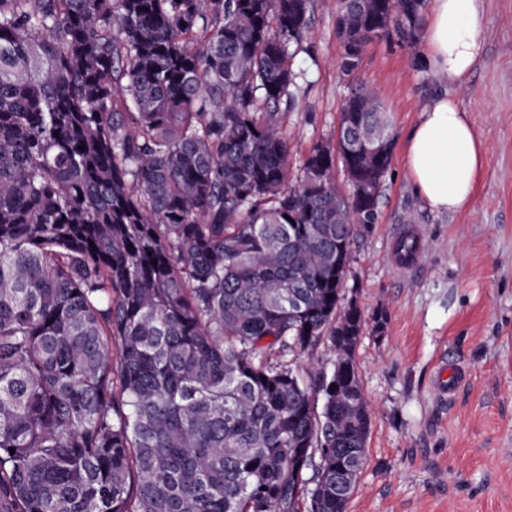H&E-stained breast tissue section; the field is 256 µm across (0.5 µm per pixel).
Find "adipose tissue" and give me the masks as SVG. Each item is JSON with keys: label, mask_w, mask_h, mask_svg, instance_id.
Here are the masks:
<instances>
[{"label": "adipose tissue", "mask_w": 512, "mask_h": 512, "mask_svg": "<svg viewBox=\"0 0 512 512\" xmlns=\"http://www.w3.org/2000/svg\"><path fill=\"white\" fill-rule=\"evenodd\" d=\"M486 0H432L422 28L425 63L443 85H462L484 50ZM484 146L467 112L443 92L409 137L407 166L417 193L436 212L470 207Z\"/></svg>", "instance_id": "obj_1"}]
</instances>
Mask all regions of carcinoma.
Returning <instances> with one entry per match:
<instances>
[{
	"instance_id": "cac0c4a2",
	"label": "carcinoma",
	"mask_w": 512,
	"mask_h": 512,
	"mask_svg": "<svg viewBox=\"0 0 512 512\" xmlns=\"http://www.w3.org/2000/svg\"><path fill=\"white\" fill-rule=\"evenodd\" d=\"M426 7L339 0L336 144L293 179L311 0H0V512H346L370 422L341 290L393 151L355 73ZM320 341L306 381L283 357Z\"/></svg>"
}]
</instances>
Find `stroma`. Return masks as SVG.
I'll list each match as a JSON object with an SVG mask.
<instances>
[{"label": "stroma", "instance_id": "stroma-1", "mask_svg": "<svg viewBox=\"0 0 512 512\" xmlns=\"http://www.w3.org/2000/svg\"><path fill=\"white\" fill-rule=\"evenodd\" d=\"M336 0H313L296 46L305 81L282 107L292 167L336 140L346 93L339 70ZM484 53L450 93L486 147L471 207L432 210L407 168V143L442 85L381 39L358 78L376 87L395 136L379 219L351 245L346 298L366 324L354 356L370 404L366 461L346 512H512V0H487ZM419 225L413 276L394 266L401 222ZM466 378L452 400L434 389L442 364Z\"/></svg>", "mask_w": 512, "mask_h": 512}]
</instances>
